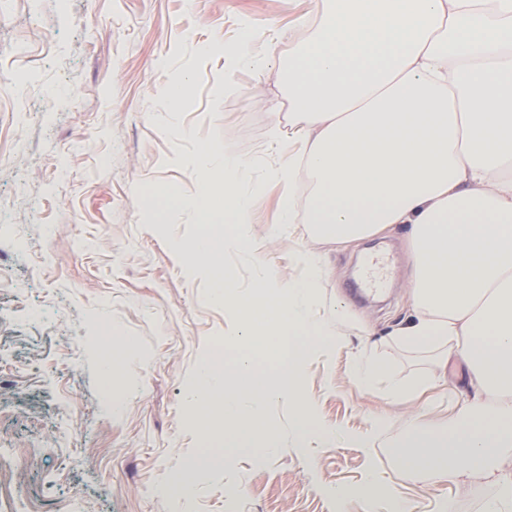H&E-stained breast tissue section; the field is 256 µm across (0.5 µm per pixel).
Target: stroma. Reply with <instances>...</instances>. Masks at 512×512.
I'll return each instance as SVG.
<instances>
[{"instance_id":"35a3bbf8","label":"stroma","mask_w":512,"mask_h":512,"mask_svg":"<svg viewBox=\"0 0 512 512\" xmlns=\"http://www.w3.org/2000/svg\"><path fill=\"white\" fill-rule=\"evenodd\" d=\"M320 15V0H0V73L18 89L0 97V448L14 451L0 484L40 512H390L385 496L362 492L373 475L407 512H484L495 497L483 475L456 484L396 464L408 420L453 422L470 395L462 361L438 366L392 335L411 314L404 229L336 247L308 225L278 224L284 187L265 176L280 160L271 115L291 138L283 73L302 21ZM248 30L262 67L224 55ZM185 77L177 107L164 88ZM212 145L264 161L243 188L256 193L268 268L288 281L303 272L299 253L323 256L317 310L341 308L344 344L309 359L302 382L338 439L298 446L292 408L273 401L279 448L230 460L185 498L159 489L197 452L204 416L224 420L216 403L190 413L186 396L237 318L186 269L194 212L154 221L149 190L196 197L193 159ZM111 335L134 344L106 354ZM364 355L406 387L446 381L447 400L361 387L352 365ZM378 415L388 428L358 447Z\"/></svg>"}]
</instances>
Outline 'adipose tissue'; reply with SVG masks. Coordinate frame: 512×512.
<instances>
[{
	"instance_id": "1",
	"label": "adipose tissue",
	"mask_w": 512,
	"mask_h": 512,
	"mask_svg": "<svg viewBox=\"0 0 512 512\" xmlns=\"http://www.w3.org/2000/svg\"><path fill=\"white\" fill-rule=\"evenodd\" d=\"M306 30L279 221L329 245L407 225L415 314L394 335L461 356L472 395L450 425L411 422L397 464L481 473L485 512H512V0H324Z\"/></svg>"
}]
</instances>
